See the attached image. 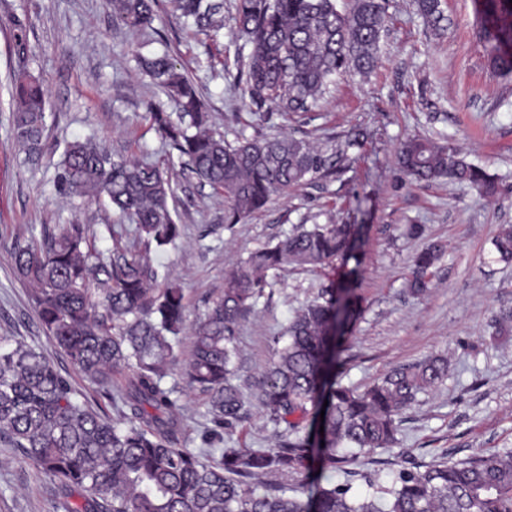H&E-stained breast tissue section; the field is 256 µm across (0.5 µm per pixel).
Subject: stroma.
<instances>
[{
  "instance_id": "1",
  "label": "stroma",
  "mask_w": 512,
  "mask_h": 512,
  "mask_svg": "<svg viewBox=\"0 0 512 512\" xmlns=\"http://www.w3.org/2000/svg\"><path fill=\"white\" fill-rule=\"evenodd\" d=\"M224 2V30L210 38L163 9L152 29L114 22L105 0H0V336L41 350L91 405L109 415L111 400L94 392L42 330L30 287L13 272V248L59 224L116 222L107 206L64 195L57 184L66 142L95 138L134 156L164 158L162 139L143 119L145 103L175 105L142 75L136 56L169 49L199 85L213 127L226 140L291 135L325 153L343 148L363 129L362 148L348 150L343 174L273 198L234 227L224 225V198L188 172L176 171L169 205L182 228L176 245L157 253L162 274L185 293L187 323L195 325L224 287L226 272L249 252L297 224H357L358 257L323 269L285 266L239 331L238 382L250 387L274 359V336L289 317L330 283L355 275L364 312L342 354L343 385L365 389L392 368L430 355L448 358L447 380L401 414L399 443L363 458L362 467L390 478L401 468L512 447V339L491 338V322L512 308V263L497 260L493 240L512 225V76L494 71L477 36L473 0H441L446 29L432 31L415 0H391L380 42V63L367 76L337 79L319 106L288 120L275 104L268 119L238 79L244 45L234 31L236 0ZM25 28L24 49L14 36ZM30 72L47 91V131L38 161L30 162L10 129V85ZM412 135L447 137L467 160L498 178L485 196L465 184L418 182L398 166L399 144ZM345 148V147H344ZM423 234L405 236L406 225ZM444 253L426 293L404 284L413 255L426 244ZM180 445L207 447L208 397L186 389ZM274 439L258 411L225 431L228 448H267ZM57 486L0 442V512H62Z\"/></svg>"
}]
</instances>
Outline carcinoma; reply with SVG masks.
Instances as JSON below:
<instances>
[{"instance_id":"obj_1","label":"carcinoma","mask_w":512,"mask_h":512,"mask_svg":"<svg viewBox=\"0 0 512 512\" xmlns=\"http://www.w3.org/2000/svg\"><path fill=\"white\" fill-rule=\"evenodd\" d=\"M161 0H107L113 20L132 30L153 28ZM176 17L199 30L224 28L214 0H169ZM426 23L440 29L441 0H417ZM386 0H237L238 30L250 45L245 88L255 116L267 102L281 113H307L336 77L378 67ZM475 20L492 67L512 74V0H475ZM141 70L179 112L146 103L149 128L166 155L224 196L231 227L276 195L334 173L333 162L293 136L239 135L229 142L212 128L196 83L166 52L139 61ZM11 133L28 158L38 157L46 129L45 91L22 73L12 87ZM400 168L417 181L442 178L486 195L494 179L460 151L431 137L401 142ZM64 194L104 199L128 224H63L14 247V272L31 286L43 331L70 363L122 406L113 419L93 410L38 349L0 340V437L51 478L65 512H512V448L398 470L383 485L356 469L359 459L398 443L400 412L448 378V359L430 355L398 366L362 391L337 381L341 348L362 314L363 298L334 283L298 309L274 338L275 359L251 397L236 383L241 321L286 265L317 269L354 257L353 224H299L288 236L249 254L226 275L224 289L192 329L183 351V288L167 281L151 252L181 235L169 198L172 168L114 152L91 138L65 144L58 174ZM109 236L104 259L97 241ZM497 259L512 262V225L494 242ZM442 247L414 257L406 283L421 295ZM512 334V309L495 317V335ZM209 397V441L244 420L254 403L275 429L270 448L177 447L179 398L166 377ZM324 426V433L312 434ZM220 453V460L214 459ZM357 477L366 490L338 484L332 470ZM295 486L288 487V481ZM293 495H288V491Z\"/></svg>"}]
</instances>
